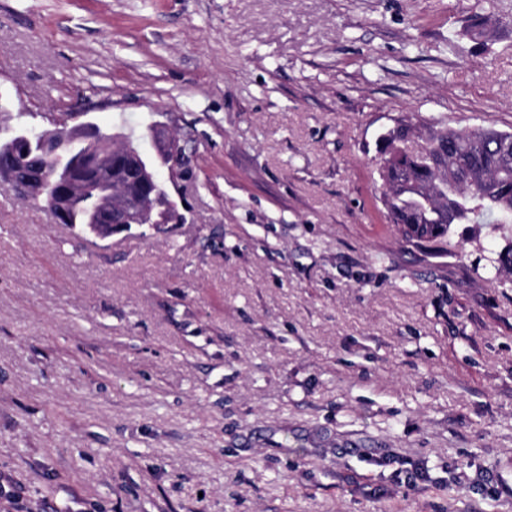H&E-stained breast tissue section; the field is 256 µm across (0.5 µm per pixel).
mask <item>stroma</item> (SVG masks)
<instances>
[{
    "label": "stroma",
    "mask_w": 512,
    "mask_h": 512,
    "mask_svg": "<svg viewBox=\"0 0 512 512\" xmlns=\"http://www.w3.org/2000/svg\"><path fill=\"white\" fill-rule=\"evenodd\" d=\"M512 0H0V105L190 158L185 223L0 183V474L30 512H512V237L384 223L404 116L512 131ZM426 477L408 487L412 463ZM492 268L495 270V279L506 287L512 283V240L508 241L492 260Z\"/></svg>",
    "instance_id": "obj_1"
}]
</instances>
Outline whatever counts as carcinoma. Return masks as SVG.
Returning <instances> with one entry per match:
<instances>
[{"label": "carcinoma", "instance_id": "carcinoma-1", "mask_svg": "<svg viewBox=\"0 0 512 512\" xmlns=\"http://www.w3.org/2000/svg\"><path fill=\"white\" fill-rule=\"evenodd\" d=\"M490 18L475 14L465 34L486 44ZM375 173L388 223L408 241L429 242L440 253L456 224H512V132L482 125L421 128L402 119L379 138ZM495 279L512 283V240L492 260Z\"/></svg>", "mask_w": 512, "mask_h": 512}]
</instances>
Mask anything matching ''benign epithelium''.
<instances>
[{
    "mask_svg": "<svg viewBox=\"0 0 512 512\" xmlns=\"http://www.w3.org/2000/svg\"><path fill=\"white\" fill-rule=\"evenodd\" d=\"M5 130L14 136L0 147L1 151H34L45 163L54 165V171L45 168L38 175L15 169L7 174L6 183L24 200L47 195L56 223L67 224L73 214L81 213L90 223L101 225L100 235L107 239L134 225L148 224L160 233L167 225L184 221L172 204L170 191L154 194L146 190L133 195L112 164L116 157L128 160L138 181L146 187L159 182L174 185L182 177L185 161L176 138H158L156 154L150 158L138 152L122 134L85 120L82 113L76 114L72 125L62 131L39 135L27 128L7 126ZM160 167L167 170L169 181L158 178Z\"/></svg>",
    "mask_w": 512,
    "mask_h": 512,
    "instance_id": "benign-epithelium-1",
    "label": "benign epithelium"
}]
</instances>
